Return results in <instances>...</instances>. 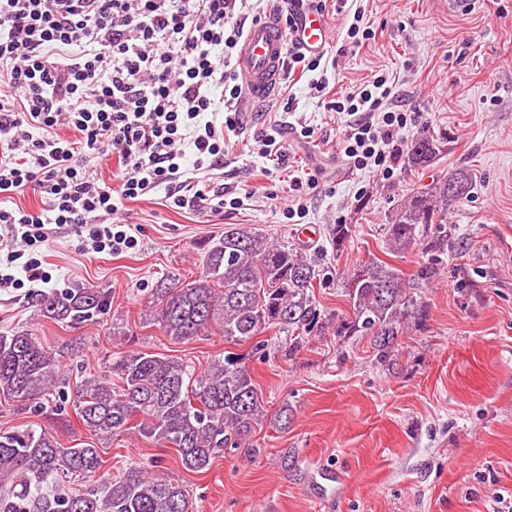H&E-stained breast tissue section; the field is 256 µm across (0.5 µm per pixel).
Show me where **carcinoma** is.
<instances>
[{
    "label": "carcinoma",
    "mask_w": 512,
    "mask_h": 512,
    "mask_svg": "<svg viewBox=\"0 0 512 512\" xmlns=\"http://www.w3.org/2000/svg\"><path fill=\"white\" fill-rule=\"evenodd\" d=\"M448 136L426 134L413 141L408 163L423 167L434 161ZM473 187V175L460 168L432 181L397 206L385 225L391 252L419 247L426 260L417 279L431 283L445 257L464 249L448 234V213ZM351 225L329 230L333 250L341 252ZM327 270L294 246L274 243L243 227H229L208 246L205 273L198 279L176 278L154 290L151 320L176 341L204 336L220 327L224 341L253 342L252 353H266L254 341L272 327L283 333L322 332L338 336L370 334L380 359H387L413 305L405 279L391 264L371 259L346 275L352 315L326 316L314 295ZM41 316L77 328L108 313V299L93 288L43 292ZM61 360L32 334L0 335V398L12 399L33 412L56 397V410L68 401ZM72 406L94 436L117 437L134 428L158 448H173L192 472L209 469L227 447L251 434L265 407L246 367V355L228 351L210 368L196 373L182 359L151 351H132L112 361L111 374L81 381ZM141 417L137 425L131 420ZM102 466L93 446L65 447L48 431H0V512H194L188 491L157 471L131 467L109 480L97 481ZM82 480L69 491L62 481Z\"/></svg>",
    "instance_id": "obj_1"
}]
</instances>
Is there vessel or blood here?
<instances>
[{
  "mask_svg": "<svg viewBox=\"0 0 512 512\" xmlns=\"http://www.w3.org/2000/svg\"><path fill=\"white\" fill-rule=\"evenodd\" d=\"M334 39V31L316 11L301 13L289 27L275 14L252 23L242 37L237 53L247 96L259 100L277 86L289 43H297L304 53L315 57L326 52Z\"/></svg>",
  "mask_w": 512,
  "mask_h": 512,
  "instance_id": "1",
  "label": "vessel or blood"
}]
</instances>
